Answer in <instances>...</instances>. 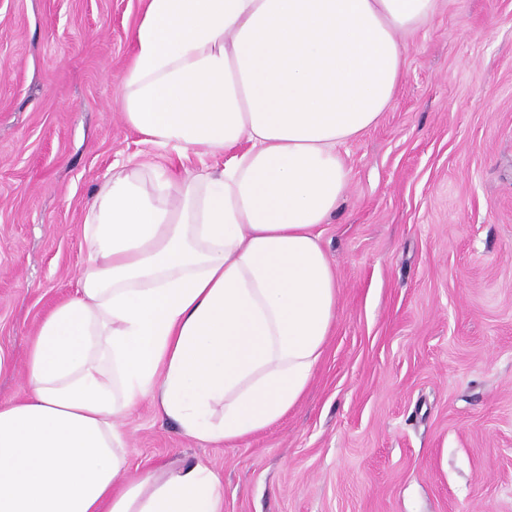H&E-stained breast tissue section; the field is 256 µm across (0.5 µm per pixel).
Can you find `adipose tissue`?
Returning <instances> with one entry per match:
<instances>
[{"label": "adipose tissue", "instance_id": "1", "mask_svg": "<svg viewBox=\"0 0 512 512\" xmlns=\"http://www.w3.org/2000/svg\"><path fill=\"white\" fill-rule=\"evenodd\" d=\"M438 0H147L124 115L143 142L222 158L112 165L83 224L75 297L29 344L0 404V512H223L206 464L130 471L126 415L233 443L302 399L336 322L323 224L340 154L395 100L402 35Z\"/></svg>", "mask_w": 512, "mask_h": 512}]
</instances>
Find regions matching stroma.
Listing matches in <instances>:
<instances>
[{
	"label": "stroma",
	"mask_w": 512,
	"mask_h": 512,
	"mask_svg": "<svg viewBox=\"0 0 512 512\" xmlns=\"http://www.w3.org/2000/svg\"><path fill=\"white\" fill-rule=\"evenodd\" d=\"M145 0H0V403L42 318L73 297L112 163L200 168L124 120ZM392 107L342 148L322 244L336 324L303 400L239 442L150 403L134 466L207 464L224 512H512V0H440L405 38Z\"/></svg>",
	"instance_id": "35a3bbf8"
}]
</instances>
